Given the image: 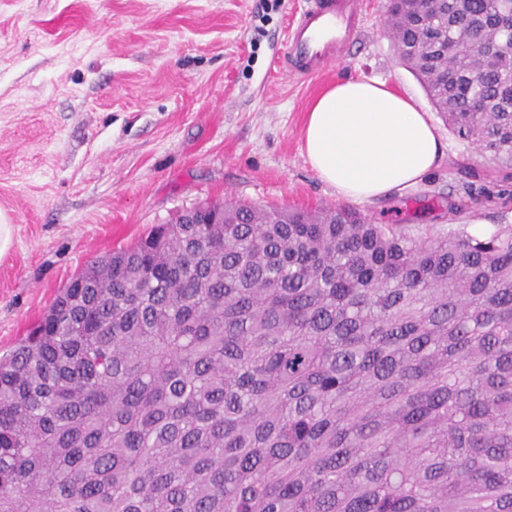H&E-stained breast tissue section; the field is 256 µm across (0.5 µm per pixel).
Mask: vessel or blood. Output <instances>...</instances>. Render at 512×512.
<instances>
[{
    "mask_svg": "<svg viewBox=\"0 0 512 512\" xmlns=\"http://www.w3.org/2000/svg\"><path fill=\"white\" fill-rule=\"evenodd\" d=\"M361 28L360 0H308L286 32L284 62L300 73H321L349 53Z\"/></svg>",
    "mask_w": 512,
    "mask_h": 512,
    "instance_id": "obj_1",
    "label": "vessel or blood"
}]
</instances>
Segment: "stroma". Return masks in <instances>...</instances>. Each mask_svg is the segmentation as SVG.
I'll use <instances>...</instances> for the list:
<instances>
[{"mask_svg": "<svg viewBox=\"0 0 512 512\" xmlns=\"http://www.w3.org/2000/svg\"><path fill=\"white\" fill-rule=\"evenodd\" d=\"M306 0H0V355L90 261L205 201L341 206L302 150L310 101L336 81L379 80L433 106L399 59L387 0H361L358 47L315 77L287 74L282 32ZM439 129L447 155L416 190L357 210L444 236L448 205L471 235L512 224V175Z\"/></svg>", "mask_w": 512, "mask_h": 512, "instance_id": "1", "label": "stroma"}]
</instances>
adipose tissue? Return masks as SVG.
<instances>
[{"instance_id": "1", "label": "adipose tissue", "mask_w": 512, "mask_h": 512, "mask_svg": "<svg viewBox=\"0 0 512 512\" xmlns=\"http://www.w3.org/2000/svg\"><path fill=\"white\" fill-rule=\"evenodd\" d=\"M303 150L337 197L372 202L418 186L448 146L426 113L380 81L344 80L310 104Z\"/></svg>"}]
</instances>
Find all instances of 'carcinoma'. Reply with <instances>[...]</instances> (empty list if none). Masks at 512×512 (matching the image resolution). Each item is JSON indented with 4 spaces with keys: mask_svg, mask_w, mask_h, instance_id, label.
Returning <instances> with one entry per match:
<instances>
[{
    "mask_svg": "<svg viewBox=\"0 0 512 512\" xmlns=\"http://www.w3.org/2000/svg\"><path fill=\"white\" fill-rule=\"evenodd\" d=\"M387 18L512 164V0ZM0 512H512V225L207 202L99 257L0 356Z\"/></svg>",
    "mask_w": 512,
    "mask_h": 512,
    "instance_id": "carcinoma-1",
    "label": "carcinoma"
}]
</instances>
